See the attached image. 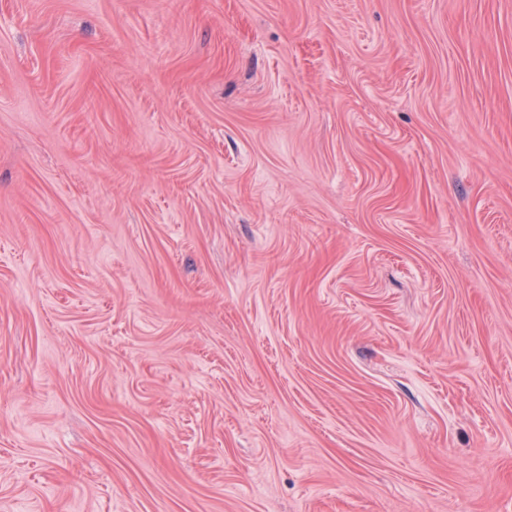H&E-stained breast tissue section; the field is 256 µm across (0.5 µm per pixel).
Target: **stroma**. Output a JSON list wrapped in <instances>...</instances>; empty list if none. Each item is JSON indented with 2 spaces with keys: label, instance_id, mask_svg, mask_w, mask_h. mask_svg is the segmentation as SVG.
<instances>
[{
  "label": "stroma",
  "instance_id": "stroma-1",
  "mask_svg": "<svg viewBox=\"0 0 512 512\" xmlns=\"http://www.w3.org/2000/svg\"><path fill=\"white\" fill-rule=\"evenodd\" d=\"M0 512H512V0H0Z\"/></svg>",
  "mask_w": 512,
  "mask_h": 512
}]
</instances>
